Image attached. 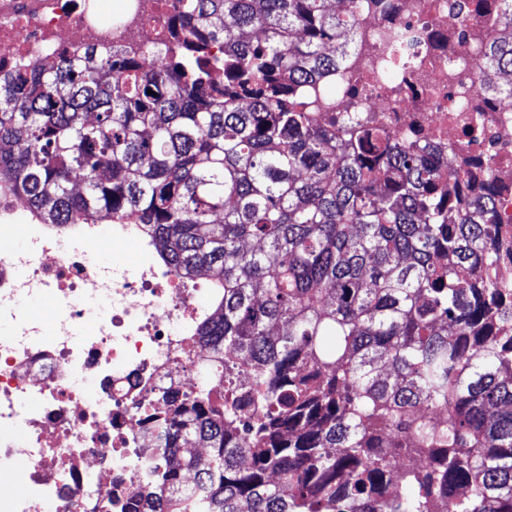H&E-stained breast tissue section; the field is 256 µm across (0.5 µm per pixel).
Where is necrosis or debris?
Wrapping results in <instances>:
<instances>
[{"label":"necrosis or debris","mask_w":512,"mask_h":512,"mask_svg":"<svg viewBox=\"0 0 512 512\" xmlns=\"http://www.w3.org/2000/svg\"><path fill=\"white\" fill-rule=\"evenodd\" d=\"M164 0H123L120 15L143 26L140 45L166 39ZM358 25L337 68L335 90L312 117L346 115L432 157L440 178L458 170L461 197L492 191L494 221L512 238V98L483 85L481 50L498 33L495 9L478 0H354ZM117 15V16H120ZM117 16L102 0H0V68L36 64L106 41ZM404 40L391 42L390 32ZM116 245L135 240L134 265L91 259L95 224H24L0 210V238L24 234L22 251L0 249V315L19 296L48 297L51 318L19 317L0 334V473L23 495L0 492V512H124L146 485L154 435L140 408L159 387L190 393L209 354L192 291L158 261L136 225L110 227ZM23 467H16L17 457Z\"/></svg>","instance_id":"necrosis-or-debris-1"}]
</instances>
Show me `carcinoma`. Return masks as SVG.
Wrapping results in <instances>:
<instances>
[{"label": "carcinoma", "instance_id": "cac0c4a2", "mask_svg": "<svg viewBox=\"0 0 512 512\" xmlns=\"http://www.w3.org/2000/svg\"><path fill=\"white\" fill-rule=\"evenodd\" d=\"M344 2L175 0L147 70L118 41L0 70V191L40 224H138L214 288L211 369L196 393L154 394L151 485L129 512H512V285L482 275L492 194L462 206L465 173L440 188L383 131L339 143L308 114L300 91L349 52ZM191 437L207 456L177 455ZM410 456L425 466L394 468Z\"/></svg>", "mask_w": 512, "mask_h": 512}]
</instances>
